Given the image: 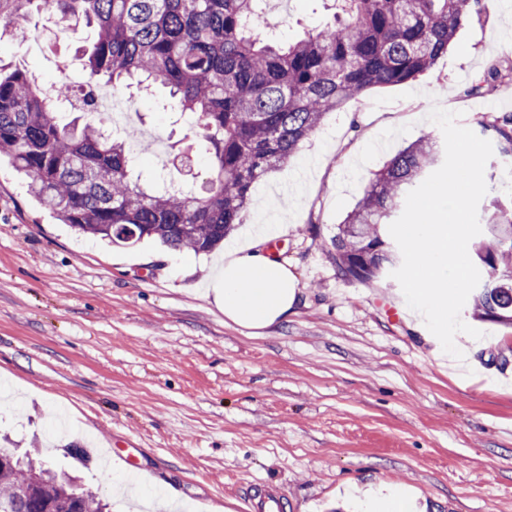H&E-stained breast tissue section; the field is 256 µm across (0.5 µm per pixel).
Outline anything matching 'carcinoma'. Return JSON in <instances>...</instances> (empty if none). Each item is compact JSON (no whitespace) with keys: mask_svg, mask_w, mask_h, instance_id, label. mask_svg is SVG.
I'll return each instance as SVG.
<instances>
[{"mask_svg":"<svg viewBox=\"0 0 512 512\" xmlns=\"http://www.w3.org/2000/svg\"><path fill=\"white\" fill-rule=\"evenodd\" d=\"M266 0H0V27L36 29L34 16H58L94 28L81 81L63 78L60 93L29 71L0 64V156L27 179L29 193L80 234L115 245L156 239L179 251L206 253L240 222L251 188L294 157L325 116L378 87L414 80L448 52L478 0H338L343 18L294 42L261 36ZM502 78L492 64L466 90L492 92ZM168 89L181 119L205 145L210 176L197 192L141 182L127 140L98 117L100 84L130 82ZM90 115L80 128L59 123L61 107ZM499 155L512 160V116L481 124ZM426 135L375 174L338 227L332 258L348 280L372 282L399 256L384 224L409 191L438 164ZM472 262L481 281L472 313L512 326V199L482 216ZM0 506L9 512H104L107 504L55 471L34 452L0 447Z\"/></svg>","mask_w":512,"mask_h":512,"instance_id":"cac0c4a2","label":"carcinoma"}]
</instances>
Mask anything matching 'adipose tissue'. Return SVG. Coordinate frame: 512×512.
Returning a JSON list of instances; mask_svg holds the SVG:
<instances>
[{
  "instance_id": "ef3b65f1",
  "label": "adipose tissue",
  "mask_w": 512,
  "mask_h": 512,
  "mask_svg": "<svg viewBox=\"0 0 512 512\" xmlns=\"http://www.w3.org/2000/svg\"><path fill=\"white\" fill-rule=\"evenodd\" d=\"M282 224L263 228L245 247L230 248L215 283L213 299L233 324L257 332L287 317L297 286L287 266L273 259L267 243Z\"/></svg>"
}]
</instances>
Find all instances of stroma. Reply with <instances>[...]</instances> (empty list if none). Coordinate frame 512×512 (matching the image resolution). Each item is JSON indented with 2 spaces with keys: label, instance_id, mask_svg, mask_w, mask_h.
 Instances as JSON below:
<instances>
[{
  "label": "stroma",
  "instance_id": "35a3bbf8",
  "mask_svg": "<svg viewBox=\"0 0 512 512\" xmlns=\"http://www.w3.org/2000/svg\"><path fill=\"white\" fill-rule=\"evenodd\" d=\"M333 0H272L268 19L296 40L330 23ZM0 40V60L39 84L80 65L93 28ZM512 68V0H483L447 55L417 80L377 88L329 114L290 161L259 181L228 243L287 209L277 258L297 281L286 320L257 335L226 320L208 294L223 248L196 255L145 241L83 236L28 195L0 163V433L21 450L49 446L60 471L112 512H241L249 487L281 494L282 512H348L345 489L403 487L417 512H512V327L474 318L476 367L434 356L391 276L342 277L332 239L389 156L437 133L433 105L461 125L512 115V78L465 90L490 61ZM142 180L186 188L208 156L177 121L165 89L119 90ZM109 453L83 470L56 438Z\"/></svg>",
  "mask_w": 512,
  "mask_h": 512
}]
</instances>
